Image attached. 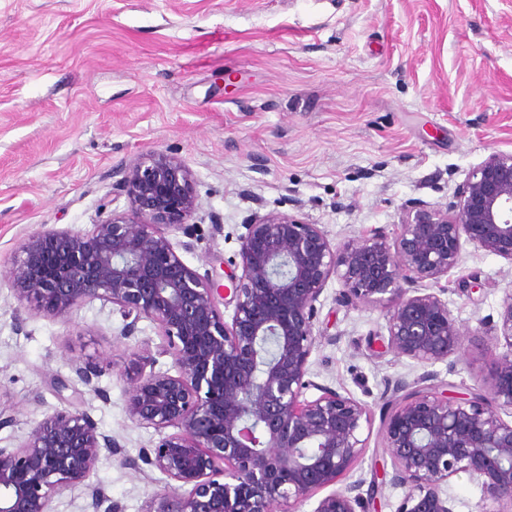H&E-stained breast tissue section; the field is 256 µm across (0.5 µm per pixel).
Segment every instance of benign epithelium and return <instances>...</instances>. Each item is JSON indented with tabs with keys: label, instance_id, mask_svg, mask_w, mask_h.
<instances>
[{
	"label": "benign epithelium",
	"instance_id": "7a95c632",
	"mask_svg": "<svg viewBox=\"0 0 512 512\" xmlns=\"http://www.w3.org/2000/svg\"><path fill=\"white\" fill-rule=\"evenodd\" d=\"M113 175L129 209L89 230L33 233L7 283L18 306L32 302L45 317L99 299L119 307L122 336L142 320L155 325L158 354L176 373L137 368L126 400L128 418L160 438L125 464L167 478L144 512H298L364 454L371 409L310 379L317 303L331 278L343 303L386 311L381 347L434 366L461 349L441 280L460 266L464 246L512 263L511 151L490 153L452 204L412 199L393 234L375 227L340 248L298 214L253 211L228 286L185 265L168 237L191 234L197 208L181 160L150 151ZM225 299L234 304L229 322ZM488 331L492 347L509 348L492 354L489 385L459 393L428 371L396 380L398 398L383 403L390 484L404 489L396 512H455L448 484L459 473L480 486V512H512V290ZM310 389L320 395L306 399ZM118 447L87 413L56 412L18 446L0 448V512H53L54 498ZM363 485L343 484L313 512H357ZM87 490L93 512H117L101 488Z\"/></svg>",
	"mask_w": 512,
	"mask_h": 512
}]
</instances>
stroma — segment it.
I'll return each instance as SVG.
<instances>
[{
  "instance_id": "35a3bbf8",
  "label": "stroma",
  "mask_w": 512,
  "mask_h": 512,
  "mask_svg": "<svg viewBox=\"0 0 512 512\" xmlns=\"http://www.w3.org/2000/svg\"><path fill=\"white\" fill-rule=\"evenodd\" d=\"M512 151V0H0V448L23 441L61 409L90 414L121 452L102 454L87 484L54 512H89L97 485L119 512H143L163 490L137 472L159 440L126 413L124 375L161 342L143 320L95 300L51 319L16 304L6 272L24 241L46 228L91 229L113 196L117 166L149 151L180 158L198 207L191 235L171 240L199 273L239 260L244 218L300 211L340 247L362 232H393L403 206L449 205L491 152ZM512 290V263L463 251L448 276V307L464 348L433 371L459 391L491 379L482 335ZM329 280L311 356L317 385L380 414L391 381L424 367L373 351L381 309L341 303ZM99 369L91 385L74 367ZM65 390H57V382Z\"/></svg>"
}]
</instances>
